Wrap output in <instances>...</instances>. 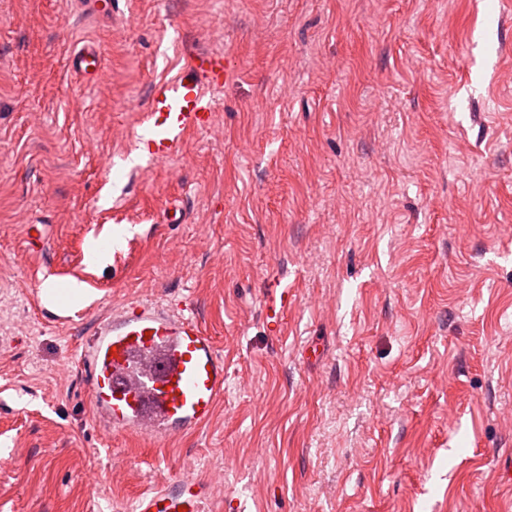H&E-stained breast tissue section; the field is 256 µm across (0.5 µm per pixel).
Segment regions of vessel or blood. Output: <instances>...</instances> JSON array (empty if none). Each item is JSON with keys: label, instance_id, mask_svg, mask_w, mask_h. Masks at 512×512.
Segmentation results:
<instances>
[{"label": "vessel or blood", "instance_id": "obj_1", "mask_svg": "<svg viewBox=\"0 0 512 512\" xmlns=\"http://www.w3.org/2000/svg\"><path fill=\"white\" fill-rule=\"evenodd\" d=\"M73 70L97 78L98 51L86 47L70 60ZM235 75L221 51L190 55L182 70L153 81L134 133L140 159L162 162L178 156L190 134L214 121L212 95ZM33 303L50 297L54 309L86 314L66 296L69 282L34 277ZM292 302L288 292L264 308L267 325L278 328ZM89 400L99 428L108 435L133 431L157 441L206 424L224 397V359L194 315L152 300L113 306L94 322L81 347ZM212 492L192 469L160 478L140 495L134 512H209Z\"/></svg>", "mask_w": 512, "mask_h": 512}]
</instances>
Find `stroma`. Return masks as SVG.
Wrapping results in <instances>:
<instances>
[{
	"label": "stroma",
	"mask_w": 512,
	"mask_h": 512,
	"mask_svg": "<svg viewBox=\"0 0 512 512\" xmlns=\"http://www.w3.org/2000/svg\"><path fill=\"white\" fill-rule=\"evenodd\" d=\"M88 45L96 79L69 67ZM196 50L234 60L215 129L130 164ZM36 269L98 315L191 308L224 353L213 418L101 433L92 321L38 315ZM508 458L512 0H0V512H119L188 465L247 512H501ZM291 302L292 297L288 294V290H283L280 292L278 300L273 299L265 305V320L272 330H276L280 326Z\"/></svg>",
	"instance_id": "stroma-1"
}]
</instances>
